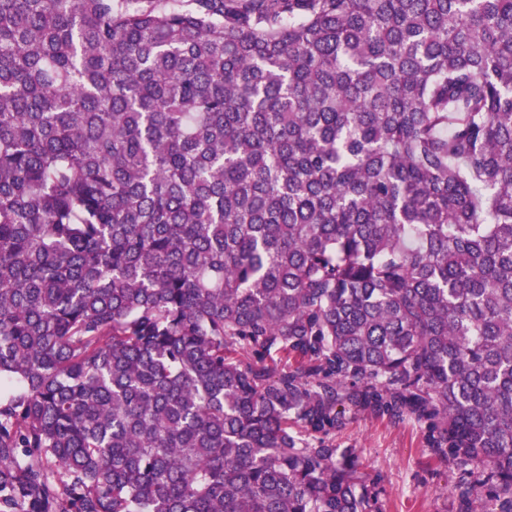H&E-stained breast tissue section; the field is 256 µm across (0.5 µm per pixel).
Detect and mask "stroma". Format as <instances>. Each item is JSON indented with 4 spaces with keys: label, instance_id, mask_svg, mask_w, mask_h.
I'll return each instance as SVG.
<instances>
[{
    "label": "stroma",
    "instance_id": "stroma-1",
    "mask_svg": "<svg viewBox=\"0 0 512 512\" xmlns=\"http://www.w3.org/2000/svg\"><path fill=\"white\" fill-rule=\"evenodd\" d=\"M427 435L426 423L350 409L344 427L328 439L358 457L377 493L379 512H464L463 486L471 500L486 499L487 485L453 458L435 454Z\"/></svg>",
    "mask_w": 512,
    "mask_h": 512
}]
</instances>
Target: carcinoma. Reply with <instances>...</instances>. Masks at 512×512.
I'll return each instance as SVG.
<instances>
[{"instance_id": "obj_1", "label": "carcinoma", "mask_w": 512, "mask_h": 512, "mask_svg": "<svg viewBox=\"0 0 512 512\" xmlns=\"http://www.w3.org/2000/svg\"><path fill=\"white\" fill-rule=\"evenodd\" d=\"M345 404L512 512V0H0V512H377Z\"/></svg>"}]
</instances>
